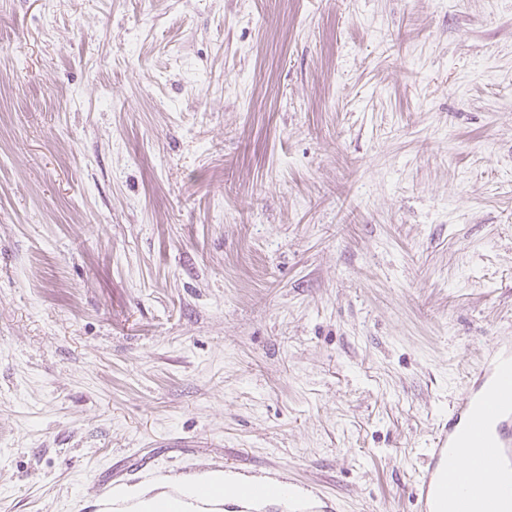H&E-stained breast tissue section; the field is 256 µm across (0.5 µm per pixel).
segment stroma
I'll return each mask as SVG.
<instances>
[{
  "label": "stroma",
  "instance_id": "stroma-1",
  "mask_svg": "<svg viewBox=\"0 0 512 512\" xmlns=\"http://www.w3.org/2000/svg\"><path fill=\"white\" fill-rule=\"evenodd\" d=\"M512 339V0H0V512L283 467L412 512Z\"/></svg>",
  "mask_w": 512,
  "mask_h": 512
}]
</instances>
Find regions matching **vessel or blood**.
Instances as JSON below:
<instances>
[{
  "instance_id": "1",
  "label": "vessel or blood",
  "mask_w": 512,
  "mask_h": 512,
  "mask_svg": "<svg viewBox=\"0 0 512 512\" xmlns=\"http://www.w3.org/2000/svg\"><path fill=\"white\" fill-rule=\"evenodd\" d=\"M423 458L411 486L414 512H512V343L497 345L472 372ZM96 488L110 512H142L106 482ZM168 494L178 510L162 503L149 512H257L278 496L284 512H336L318 487L272 470L191 495L173 486Z\"/></svg>"
}]
</instances>
